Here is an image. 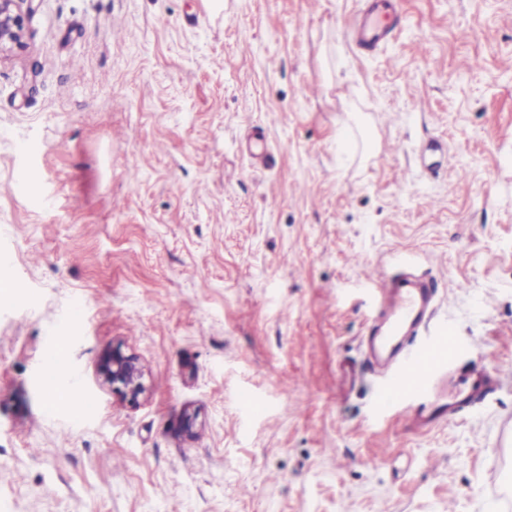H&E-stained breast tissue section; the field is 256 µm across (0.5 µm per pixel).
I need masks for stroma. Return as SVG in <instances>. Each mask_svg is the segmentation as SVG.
<instances>
[{"instance_id":"stroma-1","label":"stroma","mask_w":512,"mask_h":512,"mask_svg":"<svg viewBox=\"0 0 512 512\" xmlns=\"http://www.w3.org/2000/svg\"><path fill=\"white\" fill-rule=\"evenodd\" d=\"M361 6L40 0L0 59V512H512V0H400L369 54ZM400 256L499 378L425 432L338 378ZM145 373L140 358L121 347L105 351L96 367L98 384L112 388V392L130 402H136L145 392Z\"/></svg>"}]
</instances>
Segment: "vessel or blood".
Instances as JSON below:
<instances>
[{"label": "vessel or blood", "mask_w": 512, "mask_h": 512, "mask_svg": "<svg viewBox=\"0 0 512 512\" xmlns=\"http://www.w3.org/2000/svg\"><path fill=\"white\" fill-rule=\"evenodd\" d=\"M398 0H367L351 32L356 46L376 50L394 33ZM438 290L433 278L383 276L376 282L379 315L367 336L363 367L382 381L380 399L388 408L409 402L417 429L457 418L479 405L494 379L472 372L455 379L449 392L436 393L448 357V334L430 338L424 331L434 315Z\"/></svg>", "instance_id": "1"}]
</instances>
